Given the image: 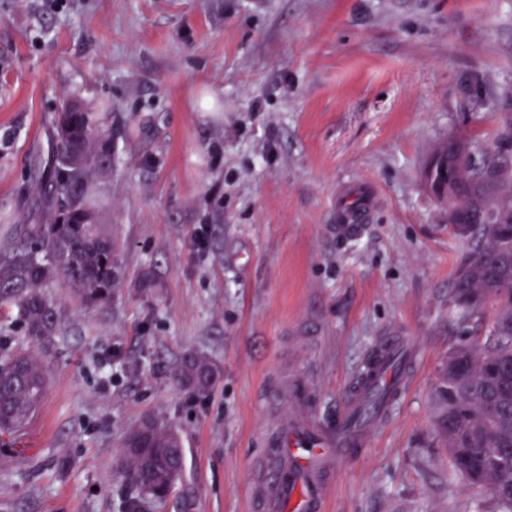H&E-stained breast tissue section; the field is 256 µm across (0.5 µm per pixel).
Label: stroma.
I'll return each instance as SVG.
<instances>
[{"label": "stroma", "instance_id": "1", "mask_svg": "<svg viewBox=\"0 0 512 512\" xmlns=\"http://www.w3.org/2000/svg\"><path fill=\"white\" fill-rule=\"evenodd\" d=\"M112 112L95 172L119 245L109 302L49 288L62 329L30 351L45 396L0 433V512H127L125 436L178 431L184 464L142 512H254L275 379L321 425L405 336L409 388L332 472L327 512H502L453 475L431 393L474 326L448 319L468 249L425 171L512 112V0H0V243L32 223L53 117ZM367 206L354 233L339 212ZM205 358L207 389L181 384ZM180 377L186 383L204 389L212 382L215 373L203 358L193 357L183 365Z\"/></svg>", "mask_w": 512, "mask_h": 512}]
</instances>
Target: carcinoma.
<instances>
[{"label":"carcinoma","mask_w":512,"mask_h":512,"mask_svg":"<svg viewBox=\"0 0 512 512\" xmlns=\"http://www.w3.org/2000/svg\"><path fill=\"white\" fill-rule=\"evenodd\" d=\"M494 147L448 140L427 172L431 187L448 182L461 201L450 223L466 229L470 250L460 262L449 312L482 321L488 303L498 315L487 336L448 352L433 399L435 426L455 476L489 490L512 512V113L500 115ZM48 177L36 206L40 222L27 224L18 244L0 248V306L16 311L14 330L51 341L61 319L42 289L61 280L83 301L112 296L118 244L99 224L92 172L112 165V113L73 109L66 101L51 132ZM183 381L199 389L214 379L201 357L185 362ZM46 390L42 361L23 352L0 360V429L22 427ZM123 478L143 496L162 498L183 467L178 433L144 419L124 441Z\"/></svg>","instance_id":"1"}]
</instances>
